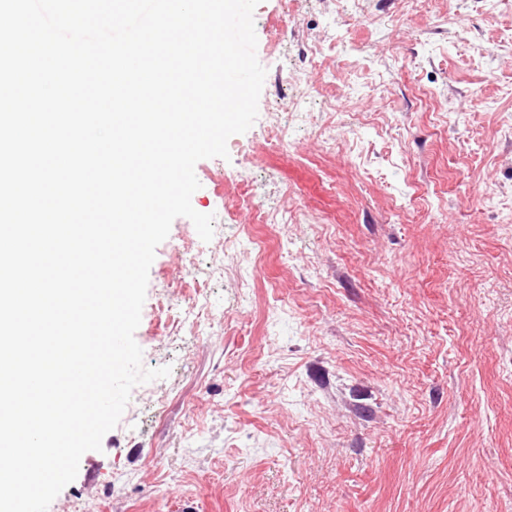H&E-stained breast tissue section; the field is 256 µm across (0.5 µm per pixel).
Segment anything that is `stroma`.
Returning a JSON list of instances; mask_svg holds the SVG:
<instances>
[{
  "label": "stroma",
  "instance_id": "stroma-1",
  "mask_svg": "<svg viewBox=\"0 0 512 512\" xmlns=\"http://www.w3.org/2000/svg\"><path fill=\"white\" fill-rule=\"evenodd\" d=\"M148 368L59 512H512V0H261Z\"/></svg>",
  "mask_w": 512,
  "mask_h": 512
}]
</instances>
